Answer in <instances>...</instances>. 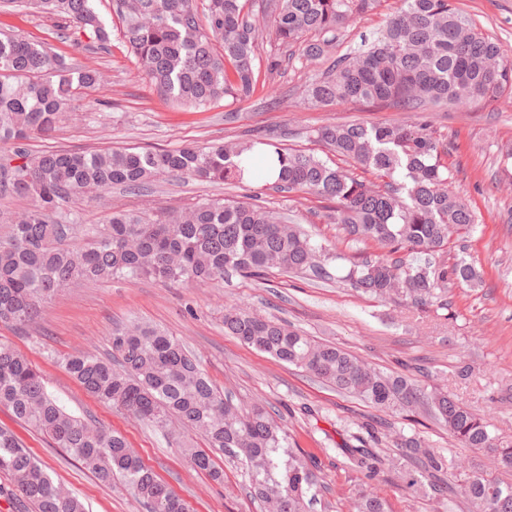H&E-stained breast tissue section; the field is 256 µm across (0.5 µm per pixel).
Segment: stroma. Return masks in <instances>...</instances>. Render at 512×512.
<instances>
[{
	"instance_id": "1",
	"label": "stroma",
	"mask_w": 512,
	"mask_h": 512,
	"mask_svg": "<svg viewBox=\"0 0 512 512\" xmlns=\"http://www.w3.org/2000/svg\"><path fill=\"white\" fill-rule=\"evenodd\" d=\"M479 31L512 52V0H454ZM383 0L371 15L345 27L336 46L345 53L371 32L383 28L398 7ZM108 34L106 47L92 35L63 27L57 16L12 4L0 6V31L43 45L73 68L98 70L100 85L81 90L68 117L52 136L28 140L35 155L45 149L93 151L115 148L175 149L190 144H222L250 138L259 131L281 144L331 159L311 135L340 123L403 124L412 113L365 103L311 107L302 100L306 84L320 64L295 60L280 72L266 71L270 44L260 45L255 65L259 81L244 100L225 99L193 110L166 99L151 85L122 36V21L112 0H92ZM437 137L446 149L442 160L454 184L474 212L476 223L462 248L442 253L453 263L466 259L482 270L481 287L452 285L449 306L421 311L393 297L377 300L354 291L343 277L354 250L338 239L335 225L322 217L311 195L264 190L260 178L242 184H212L194 178L163 177L141 190L120 186L98 193L80 207L83 226L102 223L112 209L181 210L210 198L242 199L260 193L268 207L288 213L317 243H335L345 260L329 262V278L272 271L263 278L233 275L222 282L171 286L155 280L89 282L60 292L45 304L41 319L17 329L0 324L6 338L43 372L47 388L67 411L92 415L102 426L126 436L144 463L194 512H263L248 491V478L235 459L218 453L223 483L195 471L180 448L153 428L90 397L57 364V354L102 355L117 324L139 322L177 337L191 350L212 382L234 404L260 403L272 410L288 431L292 447L314 455L330 488L332 512H356L358 475L349 467L344 447L356 438L375 439L381 454H394V437L417 436L450 459L491 470L490 453L462 447L421 409L385 414L363 401L336 392L313 375L275 362L225 335V308L245 305L266 317L287 321L313 339L331 343L386 372H398L431 388L447 386L484 417L497 442L512 443V105L500 100L444 108L434 114ZM470 366L459 377L461 366ZM11 430L56 483L76 494L88 512H145L127 485H106L51 440L0 406V428ZM372 491L389 512H467L462 500L446 502L413 495L397 471L380 470Z\"/></svg>"
}]
</instances>
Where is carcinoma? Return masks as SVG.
Here are the masks:
<instances>
[{"mask_svg": "<svg viewBox=\"0 0 512 512\" xmlns=\"http://www.w3.org/2000/svg\"><path fill=\"white\" fill-rule=\"evenodd\" d=\"M386 26L357 47L333 57L339 31L372 14L381 0H116L123 36L149 81L172 101L205 107L226 97L246 98L258 82V41L266 38L289 54L267 57L273 74L298 57L326 59L327 70L306 86L314 105L362 101L415 113L402 125L343 123L315 131L337 156L383 180L376 184L262 135L245 143L187 145L176 149L128 148L104 152L48 150L28 158L24 142L54 131L81 88L99 83L94 70H71L63 59L17 37L0 39V182L33 205L0 233V323L24 327L41 318L44 304L70 284L154 278L174 285L222 282L232 274L260 278L271 270L323 274L339 259L335 248L315 245L308 234L258 201H200L181 212L149 215L116 209L102 224L81 228L78 204L90 193L122 185L138 188L160 176L184 175L211 182L243 179V156L261 145L253 170L280 193H306L324 202L326 222L354 244L374 243L385 253L349 259L343 280L376 299L399 296L413 307H448L449 286L481 281L463 259L452 265L421 260L448 247L476 224L453 186L434 136L433 112L459 104L504 99L512 103V61L501 45L478 32L452 0H399ZM78 29L93 31L100 48L108 34L90 0H40ZM82 232L83 246L63 242ZM224 333L278 362L301 368L374 408L421 406L466 448H484L512 472V445L495 442L470 407L434 387L369 366L351 353L319 343L277 318L246 308L224 312ZM111 354L56 357L57 364L96 401L112 405L164 432L202 434L208 447L227 450L246 469L250 493L266 512H311L324 483L314 457L291 448L288 433L259 405H233L176 339L148 325L112 328ZM0 406L45 433L57 448L104 482L121 475L146 512H191L129 448L126 438L74 416L48 391L39 369L0 338ZM346 449L351 468L368 479L399 457L363 445ZM192 466L224 481L212 457L179 440ZM400 457L420 461L406 470L414 494L458 498L468 512H512V483L477 470L457 483L442 479L453 463L417 437L396 443ZM0 472L12 475L33 512H85L83 503L55 485L11 432L0 429ZM358 512H388L366 484L357 490Z\"/></svg>", "mask_w": 512, "mask_h": 512, "instance_id": "obj_1", "label": "carcinoma"}]
</instances>
